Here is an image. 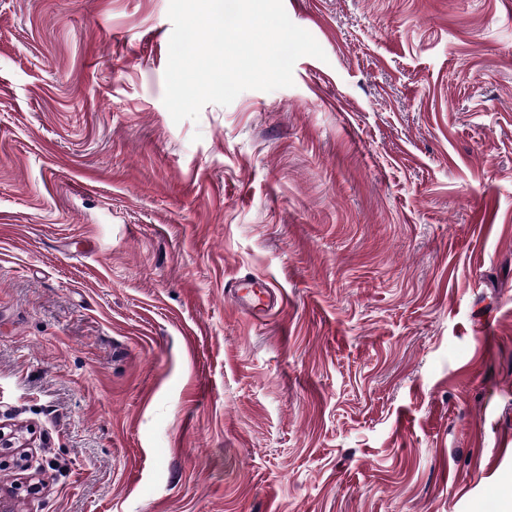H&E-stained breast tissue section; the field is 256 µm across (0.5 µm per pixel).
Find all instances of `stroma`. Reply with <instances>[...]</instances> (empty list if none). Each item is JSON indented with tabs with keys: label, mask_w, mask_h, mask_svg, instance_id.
Returning a JSON list of instances; mask_svg holds the SVG:
<instances>
[{
	"label": "stroma",
	"mask_w": 512,
	"mask_h": 512,
	"mask_svg": "<svg viewBox=\"0 0 512 512\" xmlns=\"http://www.w3.org/2000/svg\"><path fill=\"white\" fill-rule=\"evenodd\" d=\"M283 5L325 59L177 124L169 0H0L8 512L512 498V0ZM227 293L244 309L258 316H266L277 302L273 289L253 279L231 283ZM10 438H13L12 440ZM25 440L18 433L4 435L2 432V425H0V466L2 457L11 458L17 468H23L24 471L28 470L26 463V455L24 454ZM2 448H10L9 450H2ZM23 457V459H20Z\"/></svg>",
	"instance_id": "stroma-1"
}]
</instances>
